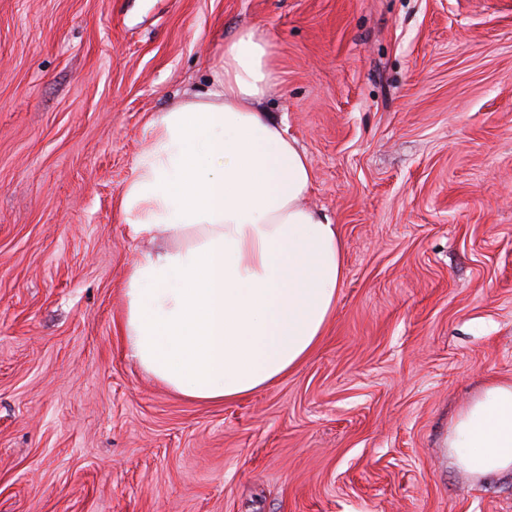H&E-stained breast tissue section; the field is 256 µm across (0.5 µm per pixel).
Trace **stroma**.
I'll use <instances>...</instances> for the list:
<instances>
[{
	"label": "stroma",
	"mask_w": 512,
	"mask_h": 512,
	"mask_svg": "<svg viewBox=\"0 0 512 512\" xmlns=\"http://www.w3.org/2000/svg\"><path fill=\"white\" fill-rule=\"evenodd\" d=\"M263 29L344 245L325 335L189 400L122 338L149 121ZM512 381V0H0V512H512L448 455Z\"/></svg>",
	"instance_id": "stroma-1"
}]
</instances>
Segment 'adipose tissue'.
<instances>
[{
    "label": "adipose tissue",
    "mask_w": 512,
    "mask_h": 512,
    "mask_svg": "<svg viewBox=\"0 0 512 512\" xmlns=\"http://www.w3.org/2000/svg\"><path fill=\"white\" fill-rule=\"evenodd\" d=\"M276 72L263 30L225 42L208 88L151 120L121 194L132 235L165 240L127 272L126 347L193 400L235 401L297 367L344 279L336 225L303 203L307 158L262 107ZM448 448L476 477L512 472V381L486 385L457 412Z\"/></svg>",
    "instance_id": "ef3b65f1"
}]
</instances>
